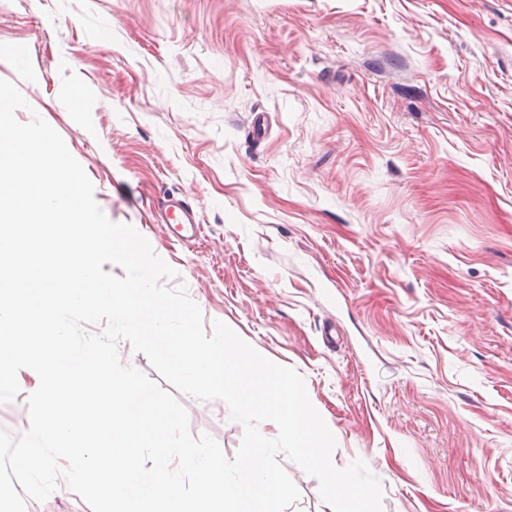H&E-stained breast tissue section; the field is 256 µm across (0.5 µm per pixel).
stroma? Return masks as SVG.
<instances>
[{
  "label": "stroma",
  "mask_w": 512,
  "mask_h": 512,
  "mask_svg": "<svg viewBox=\"0 0 512 512\" xmlns=\"http://www.w3.org/2000/svg\"><path fill=\"white\" fill-rule=\"evenodd\" d=\"M0 79L383 512H512V0H0ZM180 401L234 456L228 405ZM161 212L164 213L162 216L165 224H172L170 232L178 238L187 239L184 232L187 227H193V221L191 219V209L188 202L185 199L176 198L174 196H168L163 199L161 203Z\"/></svg>",
  "instance_id": "1"
}]
</instances>
